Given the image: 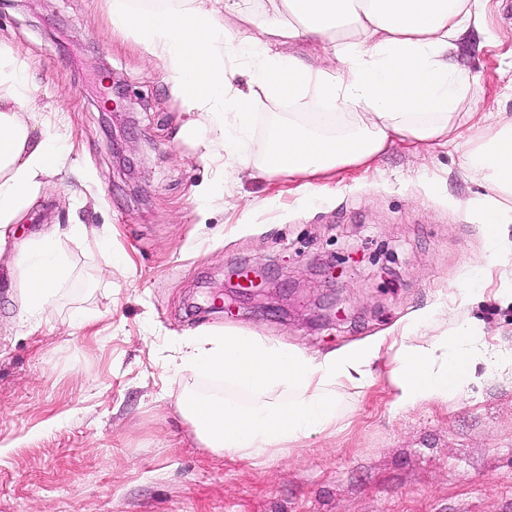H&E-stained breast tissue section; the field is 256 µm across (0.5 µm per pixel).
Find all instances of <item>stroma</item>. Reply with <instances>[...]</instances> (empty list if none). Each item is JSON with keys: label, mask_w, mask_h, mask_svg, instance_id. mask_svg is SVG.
Returning a JSON list of instances; mask_svg holds the SVG:
<instances>
[{"label": "stroma", "mask_w": 512, "mask_h": 512, "mask_svg": "<svg viewBox=\"0 0 512 512\" xmlns=\"http://www.w3.org/2000/svg\"><path fill=\"white\" fill-rule=\"evenodd\" d=\"M503 14L487 0L483 29L451 57L486 124L512 116ZM0 47L25 70L34 124L68 151L0 243V512H512V376L481 365L464 391L406 410L390 379L404 326L436 305L448 330L512 350V252L486 240L472 204L491 188L463 160L486 125L389 147L310 193L305 176L237 170L190 133L193 113L113 31L106 0H0ZM111 129L135 145L125 162ZM218 182L223 197L203 200ZM72 224L109 225L110 249L70 238ZM53 227L73 273L33 330L19 258ZM240 268L261 276L260 292H238ZM199 329L321 354L386 343L329 431L232 460L198 444L177 397L250 395L191 373L170 382L179 338Z\"/></svg>", "instance_id": "obj_1"}]
</instances>
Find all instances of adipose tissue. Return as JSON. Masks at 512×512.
I'll use <instances>...</instances> for the list:
<instances>
[{"instance_id":"obj_1","label":"adipose tissue","mask_w":512,"mask_h":512,"mask_svg":"<svg viewBox=\"0 0 512 512\" xmlns=\"http://www.w3.org/2000/svg\"><path fill=\"white\" fill-rule=\"evenodd\" d=\"M156 0L132 9L107 0L114 31L161 62L188 111L199 113L213 144L240 166L267 174L315 178L366 165L390 146L446 143L470 95L468 80L448 56L480 27L482 0ZM317 43L316 58L284 46ZM0 241L37 200L45 178L64 156L50 130L34 131L24 73L0 49ZM322 106L317 120L289 113L268 127L264 153L253 162L251 112L257 100ZM467 167L492 187L477 201L485 236L497 242L512 223V118L488 129L465 153ZM23 314L38 321L68 274L57 231L45 232L20 259ZM440 308L405 328L391 371L394 404L408 409L447 399L475 379L477 365L512 371V351H488L468 329H441ZM381 340L321 355L253 333L202 331L184 337L173 359L175 376L192 371L248 392L202 399L182 391L178 408L198 442L212 453L250 458L283 453L289 444L323 434L336 423L342 390L372 379Z\"/></svg>"}]
</instances>
